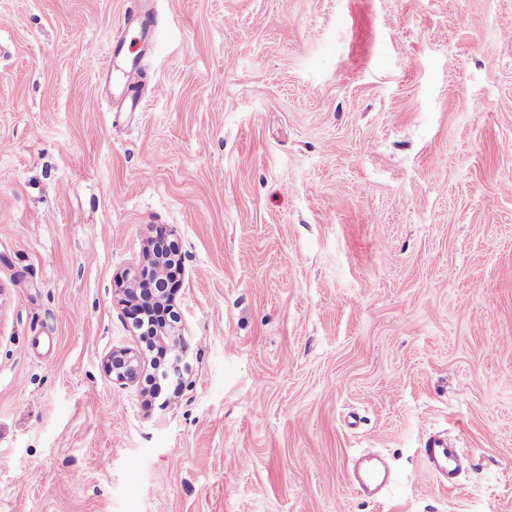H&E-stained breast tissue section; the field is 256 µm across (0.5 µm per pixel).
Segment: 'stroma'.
<instances>
[{"instance_id": "stroma-1", "label": "stroma", "mask_w": 512, "mask_h": 512, "mask_svg": "<svg viewBox=\"0 0 512 512\" xmlns=\"http://www.w3.org/2000/svg\"><path fill=\"white\" fill-rule=\"evenodd\" d=\"M145 2L121 112L133 0H0V512H512V0ZM160 229L166 401L104 369ZM126 27L131 25L137 27L142 42V53H145L152 45L154 35V18L144 12L132 13L125 18ZM123 89L119 96L129 111L137 108L142 99L143 81L139 63L134 61L130 68L122 74ZM151 342L156 346L175 353L171 364V371L175 376L180 375L182 351L184 348L183 336L177 330H170L165 325H158L150 334ZM460 448L448 439L428 436L420 448V457L426 472L436 479L452 485L458 467ZM353 477L362 490L374 494L389 481L387 462L376 456L362 457L355 465Z\"/></svg>"}]
</instances>
